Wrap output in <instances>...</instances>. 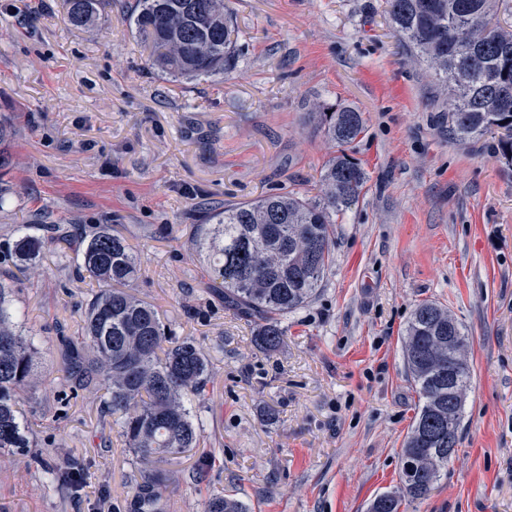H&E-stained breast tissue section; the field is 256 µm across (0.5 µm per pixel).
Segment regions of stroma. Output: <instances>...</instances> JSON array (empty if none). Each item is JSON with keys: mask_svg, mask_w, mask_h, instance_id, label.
<instances>
[{"mask_svg": "<svg viewBox=\"0 0 512 512\" xmlns=\"http://www.w3.org/2000/svg\"><path fill=\"white\" fill-rule=\"evenodd\" d=\"M0 0V114L12 127L0 245L23 224H108L137 251L130 291L210 364L189 404L197 447L168 457L165 512L233 496L250 512H366L400 485L418 399L403 353L417 305L448 309L470 338L456 454L401 512H512V165L497 135L448 137L447 96L413 62L384 0H226L244 51L219 82L160 76L119 0L71 26L63 0ZM362 112L348 153L367 173L336 220L316 298L289 314L273 354L224 309L195 238L210 206L315 195L338 149L314 104ZM55 242L36 269L0 262L42 380L33 445L0 456V512H135L136 458L104 394L63 380L60 335L81 333L87 275ZM82 468L86 491L53 481Z\"/></svg>", "mask_w": 512, "mask_h": 512, "instance_id": "obj_1", "label": "stroma"}]
</instances>
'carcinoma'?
Returning <instances> with one entry per match:
<instances>
[{
  "label": "carcinoma",
  "mask_w": 512,
  "mask_h": 512,
  "mask_svg": "<svg viewBox=\"0 0 512 512\" xmlns=\"http://www.w3.org/2000/svg\"><path fill=\"white\" fill-rule=\"evenodd\" d=\"M389 24L417 61L453 98L448 137L460 143L496 131L498 153L512 162V28L501 24L499 0H385ZM112 0H64L67 20L90 26ZM149 62L185 80L217 78L243 54L224 0H132L125 5ZM309 120L341 147L310 198L274 193L211 209L196 245L212 259L224 284V308L257 324L267 351L284 342L283 320L318 294L332 262L336 218L359 202L366 172L346 148L365 131L363 113L350 105L319 104ZM10 129L0 120V173L11 165ZM68 241L60 224H25L9 246L23 269L39 261L49 237ZM70 262L98 288L83 312L81 335L63 340V378L80 389L100 387L104 409L141 465L136 512H164L168 484L155 465L197 446L189 398L209 381L202 345L179 336L158 310L126 287L138 273L127 241L107 229L82 236ZM468 338L448 310L424 302L406 327L404 355L418 408L402 451L400 492L376 496L368 512H399L404 501L426 497L457 448L463 398L471 380ZM39 350L16 319L12 287L0 280V451L31 447L21 404L33 399ZM206 512H247L233 497L208 500Z\"/></svg>",
  "instance_id": "obj_1"
}]
</instances>
